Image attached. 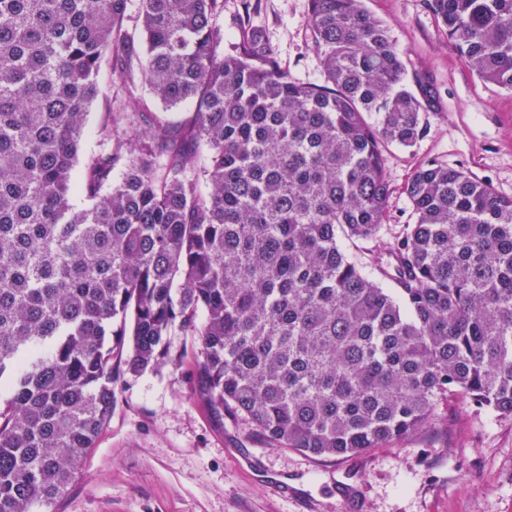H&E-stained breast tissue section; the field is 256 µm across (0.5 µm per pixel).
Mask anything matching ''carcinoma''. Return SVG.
Returning a JSON list of instances; mask_svg holds the SVG:
<instances>
[{"label": "carcinoma", "instance_id": "1", "mask_svg": "<svg viewBox=\"0 0 512 512\" xmlns=\"http://www.w3.org/2000/svg\"><path fill=\"white\" fill-rule=\"evenodd\" d=\"M127 3L0 0V512L67 491L116 375L165 364L174 328L216 421L314 458L405 438L451 396L512 417V197L432 161L405 187L413 223L385 227L382 145H415L439 103L406 85L390 28L363 0H309L324 83L304 85L248 22L224 50V0H140L144 54L111 84L137 69L192 115L128 141L116 120L143 114L106 113L77 182ZM427 6L512 91V0Z\"/></svg>", "mask_w": 512, "mask_h": 512}]
</instances>
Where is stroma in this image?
Returning <instances> with one entry per match:
<instances>
[{
  "mask_svg": "<svg viewBox=\"0 0 512 512\" xmlns=\"http://www.w3.org/2000/svg\"><path fill=\"white\" fill-rule=\"evenodd\" d=\"M391 29L408 75L430 77L440 91L437 111L414 147L386 145L391 185L386 224L412 223L404 186L424 162L465 167L512 196V92L482 80L453 48L426 0H365ZM309 0H224L217 22L225 44L239 40L249 19L261 28L292 81H323L310 39ZM116 51L104 54L102 92L90 109L79 162L103 148L107 111L166 114L144 86L112 88ZM171 359L156 370L121 375L112 415L80 476L50 512H512V417L449 400L435 423L368 451L316 460L275 448L232 416L216 422L193 391L195 337L173 331ZM288 483L289 494L269 480Z\"/></svg>",
  "mask_w": 512,
  "mask_h": 512,
  "instance_id": "obj_1",
  "label": "stroma"
}]
</instances>
